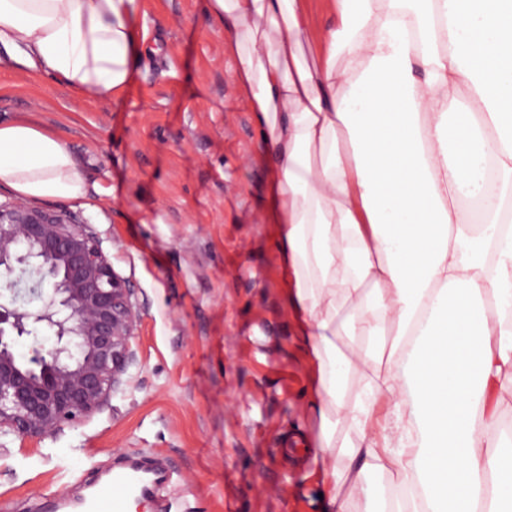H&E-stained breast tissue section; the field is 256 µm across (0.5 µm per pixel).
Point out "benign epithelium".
<instances>
[{"mask_svg":"<svg viewBox=\"0 0 512 512\" xmlns=\"http://www.w3.org/2000/svg\"><path fill=\"white\" fill-rule=\"evenodd\" d=\"M34 277L39 304L0 302V438L39 442L103 410L136 364L134 288L100 241L65 214L0 202V276ZM39 326L54 344L24 362L16 344Z\"/></svg>","mask_w":512,"mask_h":512,"instance_id":"obj_1","label":"benign epithelium"}]
</instances>
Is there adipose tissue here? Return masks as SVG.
I'll return each instance as SVG.
<instances>
[{
  "mask_svg": "<svg viewBox=\"0 0 512 512\" xmlns=\"http://www.w3.org/2000/svg\"><path fill=\"white\" fill-rule=\"evenodd\" d=\"M332 7L325 28L307 0L205 9L271 174L285 300L319 359L326 512H402L367 480L389 471L427 512H512L497 420L512 394V0ZM149 51L140 0H0V65L73 91L119 99ZM0 184L88 193L65 143L28 116L0 121Z\"/></svg>",
  "mask_w": 512,
  "mask_h": 512,
  "instance_id": "ef3b65f1",
  "label": "adipose tissue"
}]
</instances>
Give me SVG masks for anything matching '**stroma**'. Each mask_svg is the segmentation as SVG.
I'll list each match as a JSON object with an SVG mask.
<instances>
[{
    "mask_svg": "<svg viewBox=\"0 0 512 512\" xmlns=\"http://www.w3.org/2000/svg\"><path fill=\"white\" fill-rule=\"evenodd\" d=\"M154 52L118 100L0 68V119L55 132L90 192L86 222L136 289L137 362L109 407L39 447L0 451V512L75 504L120 458L168 478L137 512H324L316 361L281 288L269 174L234 61L204 0H140Z\"/></svg>",
    "mask_w": 512,
    "mask_h": 512,
    "instance_id": "stroma-1",
    "label": "stroma"
}]
</instances>
